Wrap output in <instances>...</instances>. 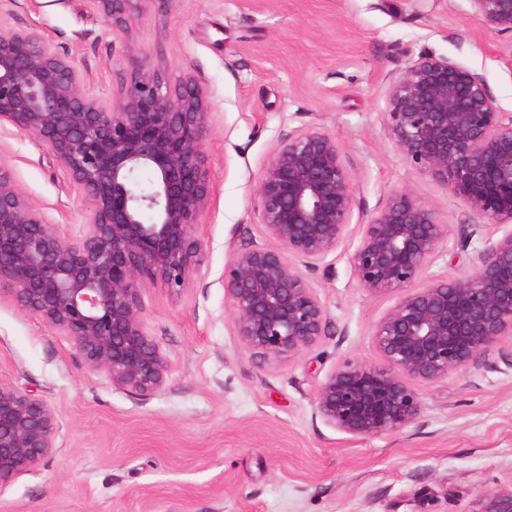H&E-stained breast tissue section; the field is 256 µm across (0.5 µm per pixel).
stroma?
<instances>
[{"label":"stroma","mask_w":512,"mask_h":512,"mask_svg":"<svg viewBox=\"0 0 512 512\" xmlns=\"http://www.w3.org/2000/svg\"><path fill=\"white\" fill-rule=\"evenodd\" d=\"M26 28L43 32L106 102L141 57L169 83L199 78L211 106L210 198L189 284L174 294L157 282L143 294L147 329L170 364L155 394L113 386L69 336L0 301V380L43 395L60 423L57 452L0 490V512H468L512 483L511 336L419 386L421 412L402 432L355 439L315 415L314 393L342 361H377L372 328L393 303L360 288L350 262L357 234L303 268L328 323L295 358L244 349L224 296L225 266L267 242L259 173L283 139L314 128L343 149L353 223L409 190L450 229L426 279L471 274L483 237L502 229L402 155L383 122L387 88L428 51L480 74L512 112V38L467 0H143L114 28L92 0L0 6V30ZM0 165L63 235H79L89 203L47 146L2 125Z\"/></svg>","instance_id":"35a3bbf8"}]
</instances>
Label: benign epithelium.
Segmentation results:
<instances>
[{
	"instance_id": "obj_1",
	"label": "benign epithelium",
	"mask_w": 512,
	"mask_h": 512,
	"mask_svg": "<svg viewBox=\"0 0 512 512\" xmlns=\"http://www.w3.org/2000/svg\"><path fill=\"white\" fill-rule=\"evenodd\" d=\"M107 25L143 0H92ZM512 35V0H467ZM188 76L172 86L145 60L120 96L86 93L76 66L36 29L0 32V125L45 144L90 203L83 234L63 237L0 165V299L69 336L94 372L139 395L164 388L169 362L145 326L143 285L183 289L199 254L209 201L203 139L211 112ZM384 125L419 171L450 186L489 224L512 223V112L500 110L469 67L423 52L387 90ZM152 173V188L136 175ZM259 221L269 243L224 268V294L243 347L292 359L324 336L327 309L296 268L327 258L352 231L353 178L336 137L311 129L276 147L258 176ZM351 264L361 288L393 305L372 329L380 361L349 359L316 391V415L355 438L400 432L421 412L415 386L448 379L512 335V230L483 239L466 278L426 271L448 225L407 189L365 224ZM54 407L0 382V490L57 450ZM470 512H512V485Z\"/></svg>"
}]
</instances>
